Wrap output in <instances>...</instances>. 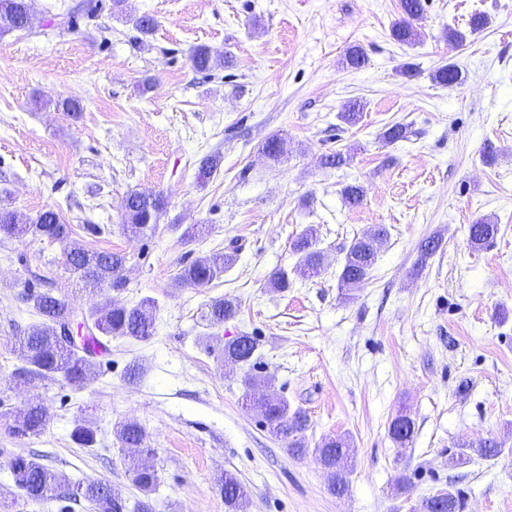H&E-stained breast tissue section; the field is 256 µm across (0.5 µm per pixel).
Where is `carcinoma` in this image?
<instances>
[{
  "instance_id": "obj_1",
  "label": "carcinoma",
  "mask_w": 512,
  "mask_h": 512,
  "mask_svg": "<svg viewBox=\"0 0 512 512\" xmlns=\"http://www.w3.org/2000/svg\"><path fill=\"white\" fill-rule=\"evenodd\" d=\"M32 0H0V33L27 29L28 6ZM402 17L393 23L391 36L400 43L416 41L417 32L411 20L423 12V0H400ZM192 66L199 72L224 66V53L207 46L196 48L191 56ZM434 79L446 86L460 80V71L452 63L442 66L434 73ZM408 126L395 123L388 126L382 138L388 143L408 138ZM262 151L269 159L277 161L287 152V142L279 135L269 137ZM216 154L204 156L198 165L196 179L204 185L219 168ZM165 209V198L161 194L132 192L126 197L123 213L125 230L133 237H141L157 228ZM499 225L481 219L468 227L469 241L479 247L494 239ZM72 226L62 221L59 212L48 209L36 218L25 217L14 210L0 206V241L23 239L31 236L51 243L63 245L64 266L73 281L85 288L104 291V300L95 309L82 313L83 321L92 329L85 338L84 351L77 352L65 346L60 339V329L68 323L75 307L68 293L58 288L56 276L49 269L52 261L41 264L31 272V277L21 284L23 300L31 305L40 317V322L31 326L18 339V351L22 365L12 373L18 384H33L62 376L70 385L81 389L94 373V356L98 349L117 338L147 340L155 333L156 301L144 298L134 305L116 302L113 291L127 287L123 276L127 258L120 252L98 251L85 248L72 238ZM387 230L376 226L369 234L355 239L346 252L340 273L341 287L351 288L368 278L377 259L378 245ZM317 230L308 228L293 243V251L301 255L295 273L304 279L312 278L321 270L322 257L315 250ZM236 261L235 252H215L184 265L176 281L181 286L206 287L221 276ZM238 313V305L232 300L219 297L211 300L208 317L211 322L221 324L232 320ZM259 342L254 336L243 334L224 344V361L233 364L247 363L258 350ZM242 403L259 412L269 431L285 445L293 455H303L306 448L305 434L310 428L306 411L290 408L288 402L272 389L268 378L246 374L241 380ZM49 422L47 409L39 404L28 406L15 420L14 431L21 436H38ZM416 422L408 415L400 414L389 424V434L400 447L413 441ZM116 438L124 448L144 451L146 431L136 421H127L116 428ZM72 441L82 448H91L97 443L96 431L83 423L75 424L71 432ZM327 472L329 489L341 496L348 490L345 472L352 463V449L345 436L325 439L314 449ZM16 489L27 503L60 502L58 512H72L74 507L86 502L94 512H153L150 495L157 485L155 469L141 465L140 459H132L128 473L132 484L142 497L128 510L126 500L117 496L112 487L100 480L71 483L69 479L32 457L16 455L8 462ZM219 489L224 505L229 512H245L247 493L239 478L225 472L220 478ZM420 512H459V497L453 492L437 501L425 498L420 503Z\"/></svg>"
}]
</instances>
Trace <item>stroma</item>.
Instances as JSON below:
<instances>
[{
	"mask_svg": "<svg viewBox=\"0 0 512 512\" xmlns=\"http://www.w3.org/2000/svg\"><path fill=\"white\" fill-rule=\"evenodd\" d=\"M68 0H32L29 29L0 35V204L29 217L53 209L74 237L95 250L126 255L128 280L116 299L157 302L147 340H113L84 388L63 378L18 386L17 340L38 317L18 298L27 276L22 254L55 260L75 308L98 294L72 284L63 247L28 238L0 241V492L10 512H58L24 503L4 463L35 458L71 481L109 483L134 504L127 451L114 431L127 420L146 430V461L158 475L154 512H226L224 472L244 485L246 512H411L453 489L461 512H512V0H424L415 44L394 41L400 0H97L90 17L60 25ZM153 16L142 36L134 17ZM486 29L469 34L473 15ZM466 32L455 45L449 30ZM224 52L230 64L197 72L193 48ZM354 45L364 65L346 67ZM413 72L404 75L402 67ZM453 63L458 84L433 74ZM150 91H143L144 81ZM80 101L79 118L56 109ZM360 100L349 126L343 106ZM394 122L408 139L385 143ZM288 139L281 162L264 142ZM342 152L346 164L323 165ZM221 165L206 184L199 160ZM364 200L345 205L346 184ZM159 192L167 209L154 235L123 228L129 192ZM487 218L499 233L482 248L468 226ZM106 226L93 236L85 225ZM176 224L199 233L184 242ZM377 224L388 238L367 280L343 292L338 275L348 247ZM318 230L322 274L270 288L294 270L293 241ZM442 245L427 261L420 243ZM234 248L236 264L204 288L180 287L182 265ZM237 299L238 315L214 326L210 299ZM248 333L259 349L228 365L225 342ZM141 364L140 381L124 374ZM272 377L289 405L307 412L308 443L349 436L355 448L349 491L328 490L314 454L294 457L242 404L244 373ZM39 403L50 420L37 436L17 435L13 415ZM416 433L400 449L389 435L398 412ZM97 443L71 439L77 418ZM492 440L504 452L453 467L461 445ZM412 489L400 493L399 474Z\"/></svg>",
	"mask_w": 512,
	"mask_h": 512,
	"instance_id": "1",
	"label": "stroma"
}]
</instances>
